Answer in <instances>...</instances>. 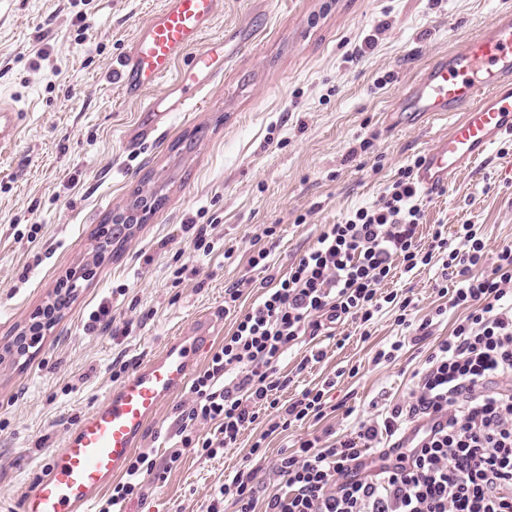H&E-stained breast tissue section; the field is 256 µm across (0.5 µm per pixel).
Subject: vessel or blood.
Wrapping results in <instances>:
<instances>
[{"label":"vessel or blood","mask_w":512,"mask_h":512,"mask_svg":"<svg viewBox=\"0 0 512 512\" xmlns=\"http://www.w3.org/2000/svg\"><path fill=\"white\" fill-rule=\"evenodd\" d=\"M224 11V0H164L141 26L112 71L125 99L142 104L145 117L122 135L133 150L167 129L174 115L196 111L250 34L199 49ZM163 87L162 103L147 92ZM395 111L410 120L451 112L458 118L425 149L415 170L422 191L448 184L486 158L497 140L512 134V12L495 15L478 35L439 57L399 98ZM23 113L0 103V145L16 142ZM214 336L210 316L198 317L148 360L136 365L104 402L86 413L55 450L46 473L20 500L21 512H88L89 505L139 448L150 422L196 371Z\"/></svg>","instance_id":"b4317fda"}]
</instances>
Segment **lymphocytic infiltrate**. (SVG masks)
Instances as JSON below:
<instances>
[{"label": "lymphocytic infiltrate", "mask_w": 512, "mask_h": 512, "mask_svg": "<svg viewBox=\"0 0 512 512\" xmlns=\"http://www.w3.org/2000/svg\"><path fill=\"white\" fill-rule=\"evenodd\" d=\"M414 170L402 167L379 201L327 225L277 283H259L258 302L236 318L193 378L191 401L178 409L174 448L161 461L133 456L100 512L145 497L146 478L171 470L184 452L217 455L262 410L274 411L270 435L325 418L324 390H303L284 408L276 397L288 385L278 362L299 336L346 319L365 326L393 307L399 326L426 339L432 321L413 322L412 298L379 290L397 262L407 274L440 265L449 276L437 283L438 296L465 311L429 353L408 399L362 421L352 435L329 443L316 436L281 454L273 465L281 486L273 492L262 493L255 470L239 471L207 512H223L228 498L236 512H512V245L502 246L481 276L474 270L486 244L476 225H459L451 235L435 227L421 246ZM201 421L215 424L214 437L197 435ZM411 428L417 445L402 447Z\"/></svg>", "instance_id": "obj_1"}]
</instances>
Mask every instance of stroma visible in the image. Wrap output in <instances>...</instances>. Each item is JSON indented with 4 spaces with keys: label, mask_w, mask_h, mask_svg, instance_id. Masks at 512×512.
Instances as JSON below:
<instances>
[{
    "label": "stroma",
    "mask_w": 512,
    "mask_h": 512,
    "mask_svg": "<svg viewBox=\"0 0 512 512\" xmlns=\"http://www.w3.org/2000/svg\"><path fill=\"white\" fill-rule=\"evenodd\" d=\"M164 0H0V99L26 113L13 146L0 151V342L7 340L70 271L91 253L93 235L140 188L162 189L164 203L136 229L119 257L96 267L74 301L25 362L0 369V512H19L22 494L44 475L68 431L116 387L112 374L159 352L199 314L214 320V344L259 294L246 289L235 312L224 290L241 278L281 277L325 225L372 205L399 169L447 130L448 119L395 125L399 95L436 58L480 33L512 0H224L208 39L255 38L224 66L203 107L175 116L157 140L134 151L121 136L140 115L125 100L112 62ZM418 228L480 225L492 268L512 243V138L437 192L421 194ZM207 225L214 250L193 248ZM275 227L273 238L263 234ZM271 251L269 269L250 268ZM435 270L393 271L382 283L414 298L418 316L437 304ZM106 329L84 324L100 304ZM458 316L447 310L432 335L413 342L383 311L369 327L347 321L304 337L281 359L288 387L281 403L335 379L337 410L319 423L264 436V421L210 458L189 453L163 477L149 478L123 512H206L224 482L243 468L273 487L272 465L310 433L346 435L368 416L406 399L414 373ZM394 361L374 362L395 340ZM320 362L302 365L306 351ZM180 392L150 423L142 451L165 458ZM259 456H250L255 442Z\"/></svg>",
    "instance_id": "1"
}]
</instances>
